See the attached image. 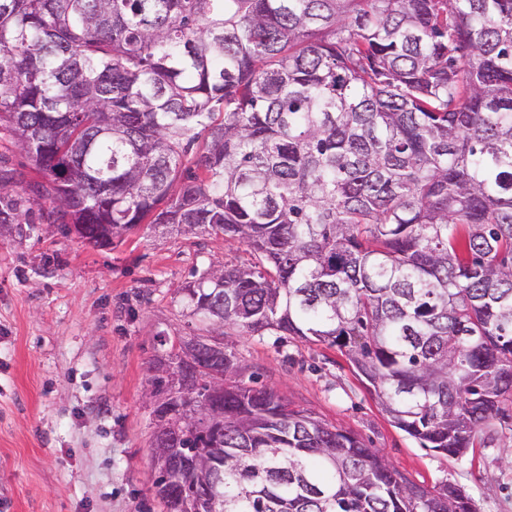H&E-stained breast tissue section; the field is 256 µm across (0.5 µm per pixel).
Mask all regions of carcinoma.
Returning <instances> with one entry per match:
<instances>
[{"label":"carcinoma","instance_id":"obj_1","mask_svg":"<svg viewBox=\"0 0 512 512\" xmlns=\"http://www.w3.org/2000/svg\"><path fill=\"white\" fill-rule=\"evenodd\" d=\"M2 122L64 237L187 224L245 247L182 288L220 335L338 347L451 457L505 419L512 0H0ZM15 187L1 172L21 236ZM198 343L183 385L222 384L218 421L184 427L167 474L213 478L203 512H475Z\"/></svg>","mask_w":512,"mask_h":512}]
</instances>
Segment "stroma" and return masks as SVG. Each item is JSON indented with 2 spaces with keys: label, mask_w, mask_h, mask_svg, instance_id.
Instances as JSON below:
<instances>
[{
  "label": "stroma",
  "mask_w": 512,
  "mask_h": 512,
  "mask_svg": "<svg viewBox=\"0 0 512 512\" xmlns=\"http://www.w3.org/2000/svg\"><path fill=\"white\" fill-rule=\"evenodd\" d=\"M1 168L34 197L42 176L3 125ZM244 257L223 236L145 224L107 249L45 218L0 237V512H164L149 368L196 333L181 293L191 271ZM228 343L239 379L351 432L409 481L451 482L477 512H512V425L451 458L393 426L338 347L271 333Z\"/></svg>",
  "instance_id": "1"
}]
</instances>
